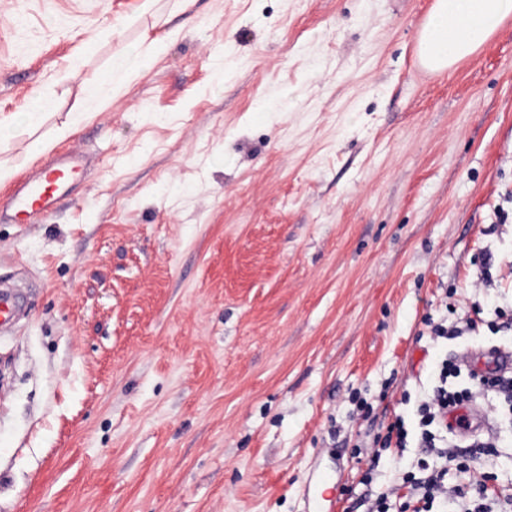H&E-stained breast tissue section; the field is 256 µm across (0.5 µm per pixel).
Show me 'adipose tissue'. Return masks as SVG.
<instances>
[{
  "mask_svg": "<svg viewBox=\"0 0 512 512\" xmlns=\"http://www.w3.org/2000/svg\"><path fill=\"white\" fill-rule=\"evenodd\" d=\"M512 17V0H435L418 37L422 64L443 71L477 51Z\"/></svg>",
  "mask_w": 512,
  "mask_h": 512,
  "instance_id": "ef3b65f1",
  "label": "adipose tissue"
}]
</instances>
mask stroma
Wrapping results in <instances>:
<instances>
[{
	"mask_svg": "<svg viewBox=\"0 0 512 512\" xmlns=\"http://www.w3.org/2000/svg\"><path fill=\"white\" fill-rule=\"evenodd\" d=\"M433 2L0 0V118L49 102L0 144V201L85 158L54 211L0 223V282L32 293L0 337V512H305L314 468L367 512L424 457L443 360L512 494V407L458 362L512 354V19L435 73ZM161 43V40L151 41L145 47L142 46L139 50L127 52L113 61V74L116 73L122 76L120 81L113 84V92H118L126 81L145 71L148 64L154 60V54Z\"/></svg>",
	"mask_w": 512,
	"mask_h": 512,
	"instance_id": "35a3bbf8",
	"label": "stroma"
}]
</instances>
